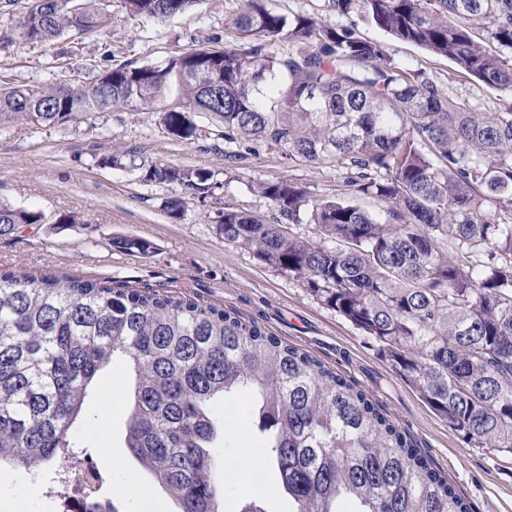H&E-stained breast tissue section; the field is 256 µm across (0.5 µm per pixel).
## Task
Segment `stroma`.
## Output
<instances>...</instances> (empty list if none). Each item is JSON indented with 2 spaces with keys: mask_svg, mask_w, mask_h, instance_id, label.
<instances>
[{
  "mask_svg": "<svg viewBox=\"0 0 512 512\" xmlns=\"http://www.w3.org/2000/svg\"><path fill=\"white\" fill-rule=\"evenodd\" d=\"M103 2L112 16L107 27L91 35L67 34L50 46L16 43L14 17L0 14V82L31 89L75 87L122 64L158 63L183 48L239 42L230 20L242 0H198L189 11L163 20L128 16L122 0ZM330 3L272 0L284 14L308 15L322 26L357 27L363 37L382 43L398 66L421 71L472 111L501 112L512 104L511 93L463 77L448 59L387 35L361 14H338ZM114 157L119 165H111ZM132 159L209 169L217 172L220 186L203 200L185 197L174 218L166 202L176 197V189L144 182L139 172L127 169ZM280 178L299 183L316 198L341 192L344 181L336 168L294 167L266 148L244 164H229L223 142L181 141L167 135L152 113H91L55 126L8 120L0 123V201L42 212L44 221L0 237V268L109 280L118 288H150L233 311L364 390L447 475L471 512H512L511 453L467 443L400 376L380 344L326 306L304 278L219 235L212 222L219 205L270 213L268 200L255 188ZM66 212L82 214L83 223H58ZM121 235L149 241L153 253L113 247V238ZM127 375L126 363L114 359L107 369L110 390L90 402L94 416L81 433V459L109 471L102 495L121 512H170L168 498L146 480L123 443L126 410L117 387ZM223 417L230 441L216 454L238 473L237 480L224 484V512H241L250 498L265 512H290L287 499L273 489L244 401Z\"/></svg>",
  "mask_w": 512,
  "mask_h": 512,
  "instance_id": "obj_1",
  "label": "stroma"
}]
</instances>
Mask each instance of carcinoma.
Masks as SVG:
<instances>
[{
	"instance_id": "1",
	"label": "carcinoma",
	"mask_w": 512,
	"mask_h": 512,
	"mask_svg": "<svg viewBox=\"0 0 512 512\" xmlns=\"http://www.w3.org/2000/svg\"><path fill=\"white\" fill-rule=\"evenodd\" d=\"M198 0H124L165 19ZM269 0H243L232 25L247 49L173 52L161 64L112 68L88 85L0 86V118L58 125L90 112H156L169 135L257 148L290 164L346 171L343 198L316 199L289 179L256 191L272 220L226 204L224 242L307 280L329 307L385 346L392 365L467 442L512 453V106L473 112L422 72L396 65L352 26H320ZM25 44L109 23L99 0H5ZM393 37L512 93V0H331ZM145 182L206 198L215 173L135 164ZM374 196L380 219L353 199ZM500 215L495 220L485 207ZM43 214L0 202V237ZM313 224L318 239L292 226ZM448 244V253L438 241ZM112 245L148 254L151 244ZM134 374L124 444L174 512H224L227 443L217 404L249 396L248 415L278 494L293 512H470L466 500L366 392L230 311L186 296L56 273L0 271V467L76 477L93 506L101 473L85 469L75 432L114 356Z\"/></svg>"
}]
</instances>
